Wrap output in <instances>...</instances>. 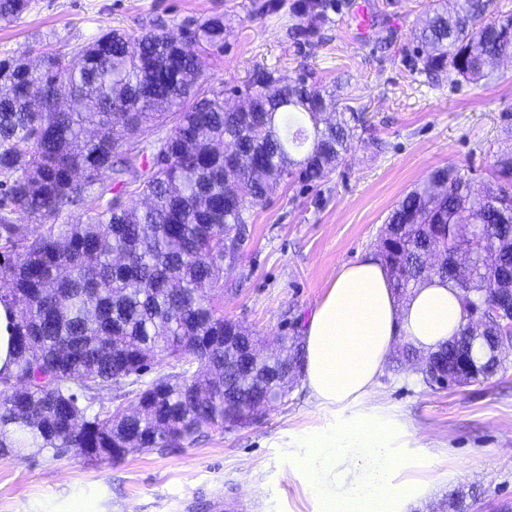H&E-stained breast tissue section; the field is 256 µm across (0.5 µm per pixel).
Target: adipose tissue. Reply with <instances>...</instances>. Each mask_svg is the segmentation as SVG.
Instances as JSON below:
<instances>
[{"label": "adipose tissue", "mask_w": 512, "mask_h": 512, "mask_svg": "<svg viewBox=\"0 0 512 512\" xmlns=\"http://www.w3.org/2000/svg\"><path fill=\"white\" fill-rule=\"evenodd\" d=\"M462 324L459 291L447 282L426 281L402 301L375 255L339 268L304 328V375L318 412L343 420L292 443L318 512H408L431 488L423 458L394 448L409 427L377 404V377L397 337L427 353Z\"/></svg>", "instance_id": "obj_1"}]
</instances>
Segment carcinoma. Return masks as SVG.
<instances>
[{
	"mask_svg": "<svg viewBox=\"0 0 512 512\" xmlns=\"http://www.w3.org/2000/svg\"><path fill=\"white\" fill-rule=\"evenodd\" d=\"M33 0H0V24ZM330 0H302L309 35ZM224 19L175 36L164 27L132 37L102 32L77 51L47 42L36 62L0 58V301L16 311L15 368L0 381V454L48 460L76 452L118 462L135 452L179 448L204 427L247 423L273 392L278 360L248 357L253 339L224 318V264L238 261L251 212L290 180L313 182L352 149L364 116L302 74L259 68L230 109L203 88L200 53L224 52ZM418 70L469 82L512 56V13L493 0H441L416 32ZM172 124L157 138V129ZM483 193L454 167L435 170L387 219L378 252L395 294L441 278L461 292L464 323L422 354L392 356L429 385L438 374L464 384L504 369L512 335L497 302H512V152L493 163ZM95 172L96 181L76 176ZM137 184L145 202L100 200L112 182ZM78 205L69 224L32 233L13 215L42 222ZM469 259L462 278L448 262ZM303 363L298 336H275ZM163 360L167 369L152 372ZM134 395L144 411L128 415Z\"/></svg>",
	"mask_w": 512,
	"mask_h": 512,
	"instance_id": "obj_1",
	"label": "carcinoma"
}]
</instances>
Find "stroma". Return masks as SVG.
I'll return each mask as SVG.
<instances>
[{"label":"stroma","instance_id":"obj_1","mask_svg":"<svg viewBox=\"0 0 512 512\" xmlns=\"http://www.w3.org/2000/svg\"><path fill=\"white\" fill-rule=\"evenodd\" d=\"M299 0H34L0 25V56L41 42L77 49L106 29L137 35L162 22L174 32L224 20V52L202 59L208 86L230 106L247 102L253 69L304 71L310 83L365 109L370 130L320 182L277 189L255 209L238 263L224 272V315L259 337L305 324L344 264L376 252L391 209L440 167H455L474 189L492 178L497 154L512 148V57L473 83L432 80L415 68L413 30L432 0H337L312 38L295 36ZM365 7L370 23L357 26ZM378 402L416 428L398 442L423 455L435 481L410 512H441L458 490L478 494L477 512L512 507V355L479 384L439 388L384 364ZM302 382L259 419L203 429L182 447L95 463L77 454L50 461L0 456V512H317L296 471L289 441L315 424Z\"/></svg>","mask_w":512,"mask_h":512}]
</instances>
